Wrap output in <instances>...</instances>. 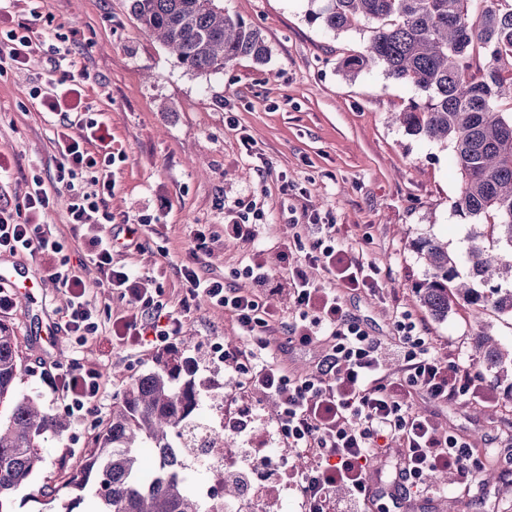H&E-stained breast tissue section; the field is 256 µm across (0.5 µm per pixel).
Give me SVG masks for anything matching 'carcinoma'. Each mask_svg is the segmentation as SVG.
Segmentation results:
<instances>
[{"instance_id":"carcinoma-1","label":"carcinoma","mask_w":512,"mask_h":512,"mask_svg":"<svg viewBox=\"0 0 512 512\" xmlns=\"http://www.w3.org/2000/svg\"><path fill=\"white\" fill-rule=\"evenodd\" d=\"M312 14L331 31L373 24L363 50L343 61L346 75L383 67L387 78L427 93L398 113L405 130L453 144L450 162L461 176L457 215L483 220L488 243L472 238L463 255L436 238L414 243L428 278L416 286L420 304L437 319L467 306L512 315V3L509 0H321ZM141 27L171 50L186 70L217 74L240 57L262 63L259 30L224 10L223 0H130ZM192 341L159 355L155 367L132 379L91 441L77 469L35 491L31 476L44 463V435H61L69 416L46 409L36 395L16 392L22 370L17 337L0 323V512L36 495L61 498L62 512H201L172 448L198 417L200 385L187 356ZM479 361L499 376L512 353L478 335ZM154 451L145 471L141 449Z\"/></svg>"}]
</instances>
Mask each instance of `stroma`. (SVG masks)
Returning <instances> with one entry per match:
<instances>
[{
	"label": "stroma",
	"instance_id": "stroma-1",
	"mask_svg": "<svg viewBox=\"0 0 512 512\" xmlns=\"http://www.w3.org/2000/svg\"><path fill=\"white\" fill-rule=\"evenodd\" d=\"M225 9L257 28L269 49L266 63L241 57L216 75L188 72L144 31L129 10V0H11L0 16V30L28 23L34 54L24 67L0 72V155L11 162L0 179V205H16L32 177L51 184L56 167L52 117L43 114L33 90L41 86L55 55L74 75L82 100L109 129L112 195L107 207L114 224H147L151 231L138 251H119L116 262L132 263L143 274L160 275L166 299L178 301L181 264L189 259L190 225L201 224L213 238L198 272L224 280L231 288L250 287L241 271L256 251H264L276 291L270 305L288 314L292 281L277 258L282 248L295 256L309 252L313 238L303 226L311 220L335 227L336 236L375 264L379 292L348 297L349 313L373 336L396 334L395 314L405 311L423 321L439 355L462 365L475 363L478 332L512 350V317L487 310L474 318L463 305L447 319L435 320L413 290L427 268L413 248L416 240L437 237L448 250L462 253L482 225L462 220L454 203L461 177L452 166L451 144L408 134L392 116L422 91L389 80L377 67L346 76L341 63L359 52L369 37L367 25L336 33L311 14L318 0H224ZM262 209L263 224L250 236L226 233L225 225L246 223ZM63 244V254L85 278L93 299L120 310L101 275L84 258L64 203L41 218ZM65 298L45 282L36 299L16 297L0 321L18 338L22 373L18 391L39 395L51 411L61 401L45 383L44 372L59 355L41 342L46 315L56 314ZM193 341L190 352L202 390L224 399L230 416L249 406L238 448L264 455L278 449L289 468L309 460L286 447L275 431L277 404L238 381L231 365L214 360L211 338L237 343V330L223 309L196 301L182 331ZM98 365L105 404L120 397L135 376L155 364L156 353H131L114 347L109 336L90 338L81 349ZM485 404L455 398L413 399L416 412L461 434L493 453L512 454V387L483 371ZM44 464L31 477L41 487L84 454L69 438L46 436ZM410 512H512V483L500 468L489 467L478 501H469L462 479L449 474L433 494L412 500Z\"/></svg>",
	"mask_w": 512,
	"mask_h": 512
}]
</instances>
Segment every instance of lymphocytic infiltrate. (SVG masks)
<instances>
[{
  "label": "lymphocytic infiltrate",
  "mask_w": 512,
  "mask_h": 512,
  "mask_svg": "<svg viewBox=\"0 0 512 512\" xmlns=\"http://www.w3.org/2000/svg\"><path fill=\"white\" fill-rule=\"evenodd\" d=\"M76 93L65 73L49 77L45 87L35 89L42 112L60 122L54 138L56 173L48 186L33 179L22 203L30 214L28 220L16 221L13 209L0 206V253L33 258L62 251L49 226L32 216L64 199L71 230L84 241L88 261L102 275V287L127 304L123 314L101 316L82 276L68 261H61L48 270L49 280L66 296L59 311L60 329L80 346L104 330L116 347L138 350L152 344L167 349L181 335L192 302L202 298L223 308L246 343L243 350L225 352L224 360L245 371L248 386L277 399L279 436L288 447L312 459L300 473L307 512H332L330 492L339 486L348 492V512H362L363 506L382 495L368 483L369 463L393 442L404 450L393 491L387 495L394 507L429 491L430 478L438 472L454 471L467 487L479 485L489 455L415 412L411 403L416 394L437 402L458 396L477 398L479 375L472 367L436 353L420 324L408 314L399 315L397 334L390 341L370 335L350 315L345 301L351 294L375 293L377 269L338 242L328 225H306L314 241L305 257L285 249L278 253L292 276L289 303L295 316L289 322L264 300L270 274L263 252H256L243 269L253 283L251 290L230 288L223 280L198 274L195 263L207 254L211 240L200 228L189 234L193 261L182 269L183 293L176 307L162 301L161 287H144L135 268L115 262V242L128 249L141 248L148 227L127 224L121 232H112L105 202L112 194L115 157L90 149L94 142H105L109 131L76 101ZM72 126L81 128V136L69 134ZM310 264L331 275L333 286L310 280L305 271ZM292 344L321 346L323 355L312 373H289L281 356ZM388 354L401 365L398 379H390L384 371ZM45 382L77 420L96 408L105 393L101 371L79 357L53 364Z\"/></svg>",
  "instance_id": "lymphocytic-infiltrate-1"
}]
</instances>
